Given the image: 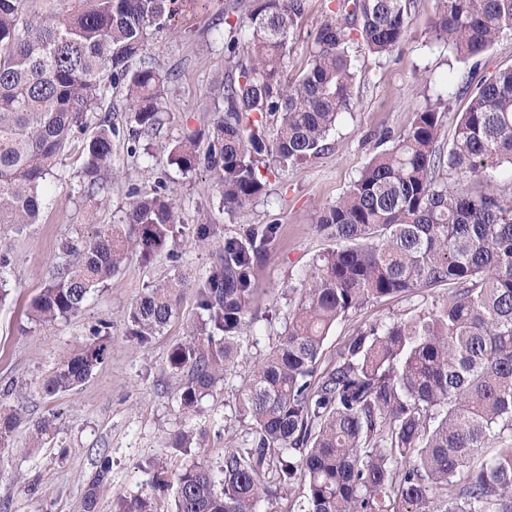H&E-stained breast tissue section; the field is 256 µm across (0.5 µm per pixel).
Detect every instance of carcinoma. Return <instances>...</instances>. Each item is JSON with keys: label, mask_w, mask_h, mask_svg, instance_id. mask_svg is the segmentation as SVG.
Instances as JSON below:
<instances>
[{"label": "carcinoma", "mask_w": 512, "mask_h": 512, "mask_svg": "<svg viewBox=\"0 0 512 512\" xmlns=\"http://www.w3.org/2000/svg\"><path fill=\"white\" fill-rule=\"evenodd\" d=\"M29 0H0V227L36 224L43 187L77 133L85 142L79 187L104 189L118 129L103 109L106 81L126 82L135 141L161 124L162 88L171 81L145 58L149 36L170 25L180 0H69L64 15L28 13ZM411 0H341L345 22L318 29L302 74L286 81L288 38L305 0H249L228 23L224 115L199 149L200 133L179 140L170 161L215 174L224 207L261 196L262 155L285 165L328 149V137L355 101L354 36L386 57L402 43ZM512 32V0H436L431 42L461 61ZM448 143L442 97L414 115L392 148L375 154L317 226L334 245L300 280L295 310L270 352L243 380L239 404L250 439L224 450L216 478L193 461L171 481L175 512H264L283 491L289 512H512V66L467 80ZM96 118L90 126L89 116ZM275 119L272 142L264 138ZM178 216L157 190L133 202L125 225L69 236L60 266L32 301L29 318L54 323L80 313L130 252L147 258L173 236ZM270 228L224 239L212 269L195 283L197 319L168 355L185 382L190 412L238 358ZM182 279L154 286L126 315L128 335L146 344L176 314ZM445 287L407 320L350 336L319 369L324 340L339 323L390 296ZM109 323L92 329L41 384L46 396L84 383L102 363ZM20 421L0 415V447ZM495 448L492 454L487 449ZM103 455L85 495L95 504L107 480ZM117 512H154L148 496Z\"/></svg>", "instance_id": "carcinoma-1"}]
</instances>
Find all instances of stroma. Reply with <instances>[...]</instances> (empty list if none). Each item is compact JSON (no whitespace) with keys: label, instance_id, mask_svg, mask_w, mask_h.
<instances>
[{"label":"stroma","instance_id":"35a3bbf8","mask_svg":"<svg viewBox=\"0 0 512 512\" xmlns=\"http://www.w3.org/2000/svg\"><path fill=\"white\" fill-rule=\"evenodd\" d=\"M244 2L188 0L169 27L154 32L147 43V59L160 73L176 75L164 88L159 129L138 143L128 142L126 89L121 83L110 86L105 105L119 134L105 192L92 201L76 193L85 141L84 135H76L60 159L56 178L47 183L41 221L6 236L12 264L4 274L10 296L0 303V386L13 385L14 391L0 393V410L19 411L22 419L9 446L0 448V512H84L85 490L103 452L111 456L112 470L97 490L95 512H113L118 501L149 493L156 512H172V492H153V467L164 465L173 474L191 458L217 467L225 449L247 439L249 425L239 413V389L249 365L269 352L293 311L292 287L330 245L316 224L322 209L344 195L384 135L404 131L415 112L445 90L450 96L443 132L451 134L465 104L457 96L455 78L469 72L488 78L512 66V33L500 36L469 62H459L449 49L429 41L435 0H413L404 39L391 55L381 58L363 43H352L356 103L330 135L329 149L307 162L270 164L265 194L230 211L212 173L202 168L185 172L167 158L186 132L208 130L222 113L217 93L228 69L224 18L243 13ZM336 4L337 0H306V12L289 35V77H297L306 67L316 32ZM161 184L167 186L179 217L173 238L149 259L131 253L77 316L51 324L29 321L30 302L67 261L58 247L60 239L121 223L137 195L153 193ZM202 224L213 227L203 246L196 242ZM252 225L273 229L257 272L252 329L243 336L240 356L224 379L192 414H182L176 401L180 378L170 369L168 354L185 340L195 316L194 288H184L176 316L149 343L128 336L125 313L161 282L205 276L225 237ZM426 298L423 291L405 293L354 313L326 337L324 361L334 360L358 329L407 318ZM102 322L111 325L103 363L77 389L43 395L42 380L79 344L91 341L92 328ZM49 415L56 419L55 430L39 447H30L32 423ZM186 427L194 432L188 456L171 446L173 435Z\"/></svg>","mask_w":512,"mask_h":512}]
</instances>
